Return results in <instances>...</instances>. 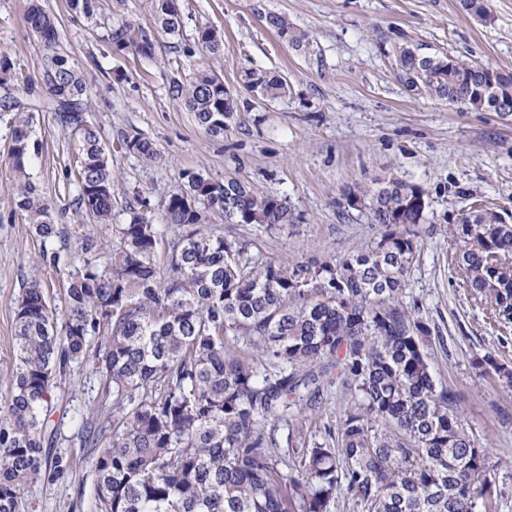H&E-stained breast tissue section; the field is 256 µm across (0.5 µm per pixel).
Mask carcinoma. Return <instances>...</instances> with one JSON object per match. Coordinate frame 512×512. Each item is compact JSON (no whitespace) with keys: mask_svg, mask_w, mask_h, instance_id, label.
<instances>
[{"mask_svg":"<svg viewBox=\"0 0 512 512\" xmlns=\"http://www.w3.org/2000/svg\"><path fill=\"white\" fill-rule=\"evenodd\" d=\"M477 20L488 0H462ZM27 21L46 51L41 90L60 120L81 130L78 205L98 224L112 220L115 178L99 132L87 124L94 91L59 44L52 16L30 0ZM268 25L288 45L309 51L307 32L271 14ZM153 25L176 34L175 0H155ZM116 53L154 54L151 34L126 23L110 29ZM221 39L204 27L201 48L216 55ZM400 79L417 95L475 112L512 115V71L494 81L485 69L451 56L396 47ZM11 60L0 56V109L14 113L10 158L17 207L35 224L43 258L55 264L57 229L30 182L33 114L14 96ZM244 85L264 99L287 92L279 75L248 69ZM173 95L211 136L224 134L233 96L213 68L197 71ZM128 150L161 160L148 140L128 136ZM163 211L176 229L133 213L118 224V245L100 266L86 255L66 289L65 323L56 318L33 277L15 307L17 367L0 402V512H20L28 487L63 470L46 445L55 378L93 356L102 395L112 399L103 420L80 413V442L95 474L93 512H330L345 491L356 512H495L496 470L465 422L457 395L437 383L428 331L399 305L406 276L422 245L423 190L397 178L355 196L368 204L378 237L340 259L263 261L237 239L210 234L212 213L238 224H293L283 199L256 194L246 182L182 174ZM190 195L198 203L182 204ZM450 234V256L463 287L495 318L512 313V224L496 216L462 215ZM474 365L494 370L512 387V370L490 354ZM340 383L350 404L337 431L305 441L303 424L322 403L323 387ZM283 431L284 442L275 432Z\"/></svg>","mask_w":512,"mask_h":512,"instance_id":"1","label":"carcinoma"}]
</instances>
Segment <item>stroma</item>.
Returning <instances> with one entry per match:
<instances>
[{
	"label": "stroma",
	"mask_w": 512,
	"mask_h": 512,
	"mask_svg": "<svg viewBox=\"0 0 512 512\" xmlns=\"http://www.w3.org/2000/svg\"><path fill=\"white\" fill-rule=\"evenodd\" d=\"M178 34L152 26L153 0H97L95 15L75 13L69 0H42L57 22L59 41L77 62L95 96L86 111L110 153L118 184L112 221L89 224L78 205L72 173L80 134L60 123L44 100L27 95L39 80L45 52L27 19L28 0H0V54L13 62L15 93L33 108L29 172L49 207L66 257L43 262V244L15 205L9 160L12 113L0 111V400L8 396L15 369V303L31 275H39L57 319L64 293L91 236L105 262L116 238L113 225L130 220L140 201L160 223L164 205L194 171L214 180L243 179L263 196L286 200L296 221L269 229L210 215L207 231L246 242L251 255L273 262L338 258L379 233L365 208L346 195L376 179L395 177L419 186L427 202L425 245L411 266L401 295L431 336L435 378L462 398L463 416L499 460L496 512H512V389L479 372L476 354L488 353L512 367V321L489 319L464 288L448 256L452 224L474 205L512 215V116L470 112L421 98L398 78L393 51L412 44L493 70L512 71V0H489V18L478 21L460 0H177ZM284 14L313 40L311 54L282 41L267 23ZM132 22L152 31L155 50L144 58L115 53L110 28ZM222 36L211 58L197 41L201 28ZM215 64L237 108L222 136L198 126L172 94L196 70ZM253 67L281 75L287 94L253 96L241 72ZM138 136L161 152L158 162L128 151ZM58 431L55 454L67 471L29 487L21 512H92L95 475L76 436L75 409L110 411L90 364L73 366L56 381Z\"/></svg>",
	"instance_id": "stroma-1"
}]
</instances>
